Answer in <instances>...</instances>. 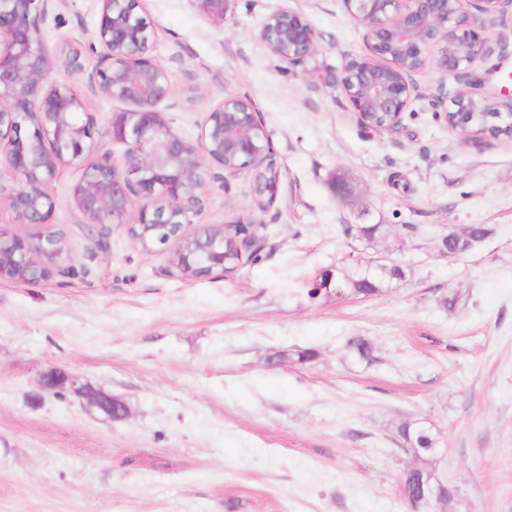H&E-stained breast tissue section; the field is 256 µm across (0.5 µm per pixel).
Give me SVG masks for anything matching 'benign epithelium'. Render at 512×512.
Masks as SVG:
<instances>
[{
    "label": "benign epithelium",
    "instance_id": "benign-epithelium-1",
    "mask_svg": "<svg viewBox=\"0 0 512 512\" xmlns=\"http://www.w3.org/2000/svg\"><path fill=\"white\" fill-rule=\"evenodd\" d=\"M60 0H0V142L6 141L4 166L14 186L4 195L24 224L43 226L55 210L50 182L64 167L83 169L73 194L83 223L124 224L131 239L151 252V240L163 226L164 243L174 246L173 267L184 276L201 277L227 271L224 241L235 246L236 265L257 249V239L240 231L229 235L224 225H201L193 232L190 216L201 211L202 195L219 178L254 172L255 194L262 204L276 197L279 171L258 114L249 101L228 95L207 113L201 136L189 140L174 131L160 103L171 98L168 72L150 55L152 34L141 16L140 0H99L94 42L83 48L67 42L52 51L45 27ZM488 16L499 15L512 0H344L348 13L367 31L370 54L347 57L335 79L361 121L373 128L400 122L415 87L411 75L432 70L441 79L464 83L451 100L448 125L467 142L496 139V131H512V92L487 90L470 79L469 68L481 55L508 57L509 35L496 40L471 26L468 4ZM268 51L285 64L301 63L317 54L316 31L301 14L284 6L259 31ZM96 62H91V56ZM64 70L60 79L54 77ZM102 97L134 106L111 113L108 133L126 146L117 166L94 140L95 123L85 110L81 80ZM34 127L20 135L22 123ZM144 204L133 213L131 198ZM67 255L64 237L46 231L36 241L0 235V279L35 283L51 277L54 263ZM41 387L85 398L107 416L125 417L120 400L91 391L88 382L65 370L43 375ZM439 476L422 485L427 503L441 502Z\"/></svg>",
    "mask_w": 512,
    "mask_h": 512
}]
</instances>
